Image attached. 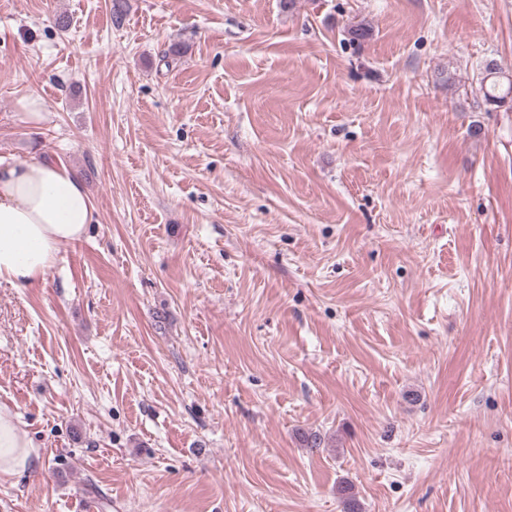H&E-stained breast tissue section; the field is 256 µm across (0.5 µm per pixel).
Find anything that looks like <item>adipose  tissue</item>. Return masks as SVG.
<instances>
[{
  "label": "adipose tissue",
  "instance_id": "1",
  "mask_svg": "<svg viewBox=\"0 0 512 512\" xmlns=\"http://www.w3.org/2000/svg\"><path fill=\"white\" fill-rule=\"evenodd\" d=\"M95 221L96 208L83 180L63 161L0 158V283L39 287L62 247L82 240ZM38 463L16 413L0 404V474Z\"/></svg>",
  "mask_w": 512,
  "mask_h": 512
}]
</instances>
